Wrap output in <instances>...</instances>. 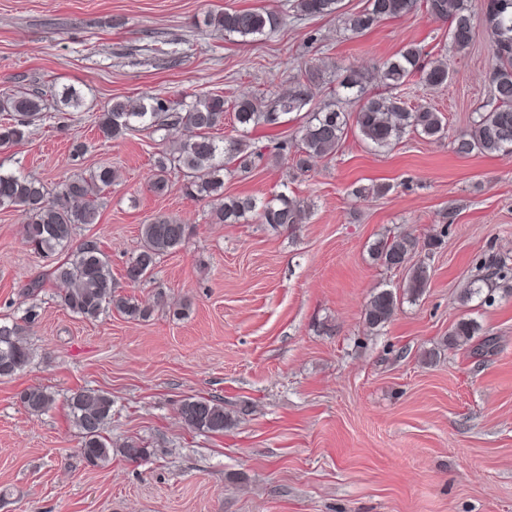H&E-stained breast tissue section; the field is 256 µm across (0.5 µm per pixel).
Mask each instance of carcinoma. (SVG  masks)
Segmentation results:
<instances>
[{
    "mask_svg": "<svg viewBox=\"0 0 512 512\" xmlns=\"http://www.w3.org/2000/svg\"><path fill=\"white\" fill-rule=\"evenodd\" d=\"M341 0H289V10L297 16L339 14ZM418 0H368L360 14L342 20L344 30L360 34L382 20L414 12ZM429 14L448 21L451 48L462 51L477 34L474 13L469 0H425ZM484 24L491 37L494 64L491 72L490 107L483 108L474 120L473 128L455 136L456 153L512 155V0H484ZM281 18L259 9L226 10L210 17L209 25L243 40L275 32ZM387 93H372L366 89L364 75L352 71L341 87L354 96L357 109L350 116L326 107L307 114L300 127L299 144L294 165L306 170L312 160L336 153L353 125L364 140L380 149L397 144L405 134L416 133L429 139H442L448 128L431 107H410L403 99L401 88L417 73L429 87L448 84L450 68L447 60H438L428 68L421 65V52L412 45L377 66ZM303 75L295 90L277 97L272 106L262 109L256 98L243 97L234 101L232 112L242 133L259 125L275 126L281 116L302 111L309 103L311 92ZM44 99L38 93L5 92L0 95V112L10 121L0 123V147L22 141L28 128L41 118ZM226 114L224 96L209 94L181 104L178 112L170 102L148 95L131 104L114 101L99 115V129L107 139H118L128 133L154 129L170 131L179 127L191 135L178 143L167 156L155 161L151 186L157 192L165 189L167 174L172 170L186 177L184 189L196 199L213 201L211 218L216 224H237L254 216L273 228L290 230L302 223L300 203L284 193L266 201L253 197L224 195V173L229 164L247 169L259 153L243 139L217 138L214 132L224 127ZM115 172L101 166L88 177L75 176L49 189L40 180L25 175L0 172V207H19L26 215L23 237L34 250L52 254L67 252L64 262L52 271L53 278L64 285L59 294L61 304L71 313L95 320L101 314L116 311L130 319H146L152 308L117 293L112 278L109 257L96 242L86 240L74 245L76 229L81 224L96 223L101 194L112 185ZM191 226L170 216L160 215L140 227V246L126 265L125 279L140 283L152 275L159 260L183 246L189 239ZM416 241L404 235L379 240L370 247L372 256L388 268L404 272L402 294L380 289L371 294L364 321L371 330L389 323L400 303V296L416 299L425 290L428 267L423 261H412ZM477 325L461 319L449 331L444 346L450 349L466 345L474 336ZM31 351L23 337V328L15 321H0V378L11 377L30 362ZM20 403L33 416L48 412L55 403L52 392L32 386L19 394ZM75 427L81 435V455L86 464L103 467L112 460V440L105 436V427L112 418V399L91 389L72 393L67 399ZM183 423L200 433H222L231 423L224 405L206 397H188L178 408Z\"/></svg>",
    "mask_w": 512,
    "mask_h": 512,
    "instance_id": "cac0c4a2",
    "label": "carcinoma"
}]
</instances>
